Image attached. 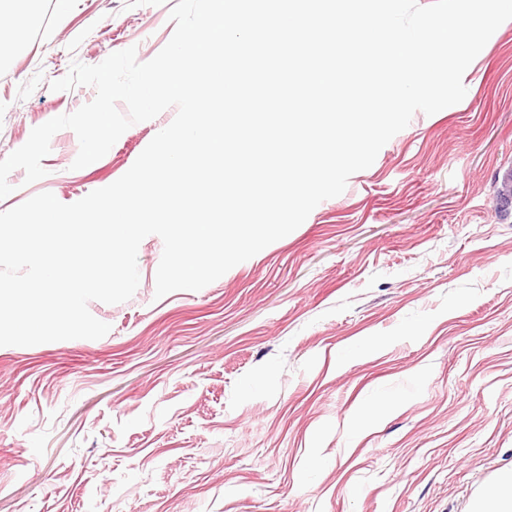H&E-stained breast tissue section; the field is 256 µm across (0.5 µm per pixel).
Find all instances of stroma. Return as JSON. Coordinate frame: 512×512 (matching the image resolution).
Returning <instances> with one entry per match:
<instances>
[{
	"label": "stroma",
	"instance_id": "obj_1",
	"mask_svg": "<svg viewBox=\"0 0 512 512\" xmlns=\"http://www.w3.org/2000/svg\"><path fill=\"white\" fill-rule=\"evenodd\" d=\"M177 2L36 0L0 59V160L94 98L50 89L72 61L131 46L149 61ZM463 83L203 289L156 297L150 235L132 298L88 304L107 335L0 346V512H474L512 473V214L494 197L512 167V20ZM175 114L78 170L60 130L45 177L12 171L0 212L112 184Z\"/></svg>",
	"mask_w": 512,
	"mask_h": 512
}]
</instances>
